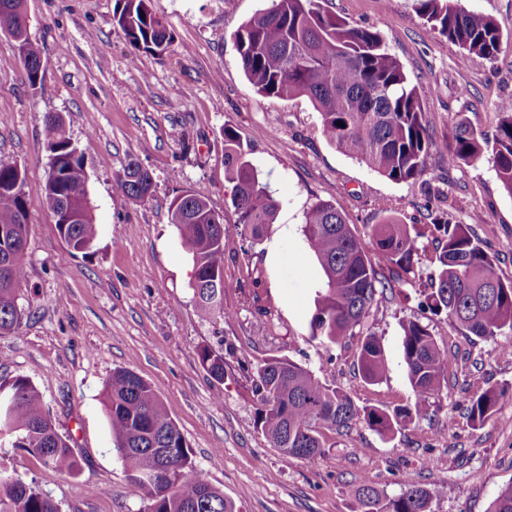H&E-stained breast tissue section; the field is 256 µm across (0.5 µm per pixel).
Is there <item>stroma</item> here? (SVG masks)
I'll use <instances>...</instances> for the list:
<instances>
[{
	"mask_svg": "<svg viewBox=\"0 0 512 512\" xmlns=\"http://www.w3.org/2000/svg\"><path fill=\"white\" fill-rule=\"evenodd\" d=\"M490 16L501 33L494 60L460 50L414 9L413 0H323L351 24L379 31L423 101L436 141L457 117L493 137L498 105L512 96V0H458ZM270 0H150L172 34L159 56L135 52L114 21L116 0H27L29 30L41 49L40 81L29 86L15 41L0 32V157L18 163L32 203L23 263L27 281L16 293L24 313L15 335L0 336V381L29 379L42 393L58 432L69 437L81 469L68 475L44 467L11 443L0 444V469L17 473L59 512H141L143 493L127 478L113 449L104 407L114 370L129 369L162 399L192 450L195 468L237 512H357L355 493L367 483L387 495L403 478L442 490L432 512H488L512 483V357L494 343L456 331L424 305L426 273L439 251L420 238L421 276L378 296L366 330L384 351L375 382L361 375L360 337L331 348L314 339L310 318L322 285L320 267L303 241L306 211L332 203L358 234L388 214L425 224L429 212L498 252L497 272L512 279V196L490 157L449 167L432 150L424 174L395 183L350 158L321 132L304 96L260 95L246 78L237 30ZM59 114L84 156L88 197L98 227L89 250L60 238L39 207L48 170L44 119ZM239 135L280 206L262 241L238 230L224 242V308L230 316L202 320L195 307L191 259L180 248L168 208L180 190L205 193L232 218L224 168V130ZM148 169L153 188L136 201L117 186L123 169ZM481 212L483 223L471 221ZM260 286H253V279ZM428 325L451 355L448 382L412 423L386 435L357 423L326 432L324 459L286 456L253 426L258 365L286 357L342 387L357 405L387 410L414 395L402 359V321ZM208 346L224 355L225 377L200 364ZM504 389L495 413L472 424L467 409L487 388Z\"/></svg>",
	"mask_w": 512,
	"mask_h": 512,
	"instance_id": "obj_1",
	"label": "stroma"
}]
</instances>
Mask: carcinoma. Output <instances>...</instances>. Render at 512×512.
<instances>
[{
	"mask_svg": "<svg viewBox=\"0 0 512 512\" xmlns=\"http://www.w3.org/2000/svg\"><path fill=\"white\" fill-rule=\"evenodd\" d=\"M417 12L431 29L472 56L492 61L501 34L488 16L469 12L457 0H415ZM12 19L22 73L29 86L38 84L40 50L30 37L26 0H0V13ZM114 21L137 52L160 56L171 40L165 24L151 12L148 0H117ZM242 69L266 97L310 99L321 117L325 138L339 151L381 176L406 182L422 175L435 147L424 123L422 100L400 61L388 52L379 32L359 27L324 11L321 0H271L236 34ZM44 137L49 170L39 200L56 224L60 237L77 252L88 250L97 235L91 214L83 155L76 151L62 120H47ZM448 166L476 164L491 156L497 177L512 196V99L501 102L492 138L477 133L461 117L453 123L445 145ZM224 166L233 186L235 219L229 224L208 198L187 189L169 207V223L194 265L192 288L199 317L224 316V237L229 226L250 243L262 239L274 223L279 202L262 173L248 160L236 132L224 128ZM153 183L138 164L127 166L118 187L143 201L142 186ZM17 163L0 157V335L15 334L22 313L16 291L26 279L22 256L27 242L31 202L23 191ZM429 228L444 245L429 275L427 305L445 312L460 333L487 340L512 333V280L495 271V254L471 235L466 224H452L440 213L429 214ZM304 241L323 273L310 320L311 336L330 348L362 330L378 293L414 272L421 231L387 215L358 235L331 203L320 201L305 215ZM377 252L388 273L370 258ZM402 356L416 405L385 409L358 406L341 387L323 383L308 368L288 359L272 358L259 365L254 378L258 404L253 426L284 455L324 458L323 430L343 432L362 420L384 435L410 422L419 403L441 392L448 351L440 348L428 326L402 323ZM204 369L224 383V354L202 348ZM363 378L379 380L385 370L378 338L368 333L358 349ZM12 407L0 413V430L9 432L14 447L60 473L80 470L69 439L56 430L38 388L24 378L0 382ZM501 392L489 388L473 398L468 417L475 425L490 418ZM104 406L114 450L128 469V478L144 493L141 512H235L231 501L196 470L191 449L152 385L131 370L112 373ZM441 494L408 478L401 493L387 497L363 484L357 491L362 512H430ZM0 512H58L47 496L21 476L0 471ZM489 512H512V485L502 489Z\"/></svg>",
	"mask_w": 512,
	"mask_h": 512,
	"instance_id": "obj_1",
	"label": "carcinoma"
}]
</instances>
